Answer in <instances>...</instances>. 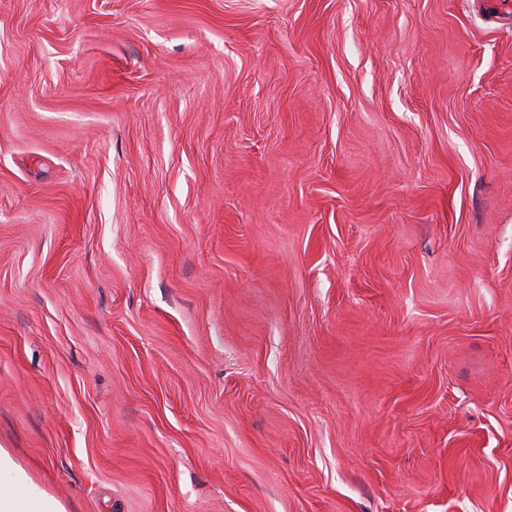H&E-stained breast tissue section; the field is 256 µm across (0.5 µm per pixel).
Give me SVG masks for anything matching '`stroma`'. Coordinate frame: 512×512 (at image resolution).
Wrapping results in <instances>:
<instances>
[{"label": "stroma", "instance_id": "stroma-1", "mask_svg": "<svg viewBox=\"0 0 512 512\" xmlns=\"http://www.w3.org/2000/svg\"><path fill=\"white\" fill-rule=\"evenodd\" d=\"M0 448L63 512H512V0H0Z\"/></svg>", "mask_w": 512, "mask_h": 512}]
</instances>
